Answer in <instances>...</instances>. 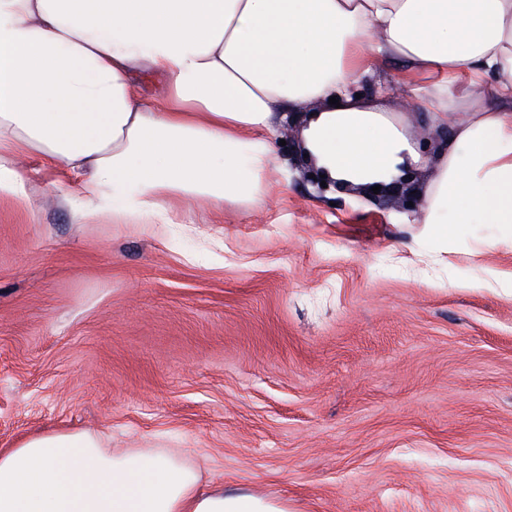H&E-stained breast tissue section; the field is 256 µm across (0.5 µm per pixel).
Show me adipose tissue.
<instances>
[{"label":"adipose tissue","mask_w":512,"mask_h":512,"mask_svg":"<svg viewBox=\"0 0 512 512\" xmlns=\"http://www.w3.org/2000/svg\"><path fill=\"white\" fill-rule=\"evenodd\" d=\"M417 83L440 145L418 214L512 224V0H0V193L28 199L32 154L66 178L77 224H174L198 202L266 206L279 115L354 185L420 163L403 124L353 92L377 60ZM160 78V100L135 78ZM0 512H288L202 485L163 452L87 433L0 451Z\"/></svg>","instance_id":"adipose-tissue-1"}]
</instances>
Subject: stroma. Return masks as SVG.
I'll return each mask as SVG.
<instances>
[{
  "mask_svg": "<svg viewBox=\"0 0 512 512\" xmlns=\"http://www.w3.org/2000/svg\"><path fill=\"white\" fill-rule=\"evenodd\" d=\"M402 67L358 91L435 131ZM264 209L76 224L61 173L0 194V448L51 433L176 449L288 512H512V224L318 193L281 121Z\"/></svg>",
  "mask_w": 512,
  "mask_h": 512,
  "instance_id": "obj_1",
  "label": "stroma"
}]
</instances>
